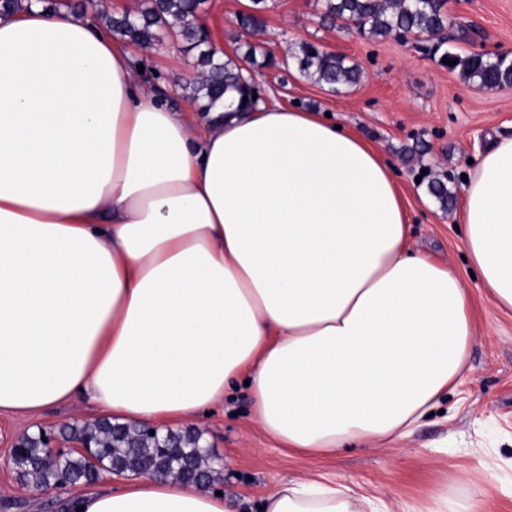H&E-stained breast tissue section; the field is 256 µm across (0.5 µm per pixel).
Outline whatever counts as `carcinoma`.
<instances>
[{
	"label": "carcinoma",
	"instance_id": "1",
	"mask_svg": "<svg viewBox=\"0 0 512 512\" xmlns=\"http://www.w3.org/2000/svg\"><path fill=\"white\" fill-rule=\"evenodd\" d=\"M205 0H143L134 14L105 15L109 29L127 42L147 47L163 35L181 38L198 51L197 65L186 81L188 97L199 109L208 112L223 104L224 94L236 90L240 94L238 109L253 103L257 87H249L241 70L232 61L217 58L209 47L208 33L198 24V11ZM267 0H251L250 12L241 16L239 25L246 30L262 25L261 11ZM325 16L342 19L360 32L375 38L393 33L420 36L435 35L448 26L443 13V0H324ZM457 60L455 67L468 79H476L485 87L512 85V69L495 59L470 53L461 57L446 52ZM299 72L306 78L330 86L349 87L358 83L360 72L345 57L303 43L291 53ZM93 439L90 454L75 451L64 457L41 448L39 436L23 441L20 474L41 488L68 485H92L99 480L101 467L117 468L138 474L160 473L181 482L195 477L212 481L207 455L200 451L201 434L189 428L183 432L168 431L156 438L137 425L114 423L107 418L87 421L71 428V437Z\"/></svg>",
	"mask_w": 512,
	"mask_h": 512
}]
</instances>
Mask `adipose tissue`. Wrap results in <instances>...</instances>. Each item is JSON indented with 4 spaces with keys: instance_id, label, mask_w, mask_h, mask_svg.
I'll use <instances>...</instances> for the list:
<instances>
[{
    "instance_id": "ef3b65f1",
    "label": "adipose tissue",
    "mask_w": 512,
    "mask_h": 512,
    "mask_svg": "<svg viewBox=\"0 0 512 512\" xmlns=\"http://www.w3.org/2000/svg\"><path fill=\"white\" fill-rule=\"evenodd\" d=\"M457 220L512 311V138ZM382 152L319 113L173 106L95 15L0 16V413L82 400L131 425L192 420L247 383L254 421L313 459L411 433L475 334L461 278L409 246ZM288 481L264 512H366ZM71 512H238L140 475Z\"/></svg>"
}]
</instances>
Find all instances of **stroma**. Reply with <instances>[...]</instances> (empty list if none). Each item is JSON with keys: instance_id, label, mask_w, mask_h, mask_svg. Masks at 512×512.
Returning a JSON list of instances; mask_svg holds the SVG:
<instances>
[{"instance_id": "35a3bbf8", "label": "stroma", "mask_w": 512, "mask_h": 512, "mask_svg": "<svg viewBox=\"0 0 512 512\" xmlns=\"http://www.w3.org/2000/svg\"><path fill=\"white\" fill-rule=\"evenodd\" d=\"M260 30L248 33L236 20L245 0H206L201 20L214 44L233 58L250 42L275 59L257 66V86L268 103L330 113L379 148L407 198L412 246L457 272L471 301L477 333L468 371L449 388L439 413L394 444H355L334 457L314 460L288 451L268 437L251 415L246 389L228 392L209 415L191 420L202 442L224 461L216 488L238 496L240 512H259L277 485L323 473L336 483L385 503L389 512H435L447 493L450 512L475 502V512H512V313L487 299L475 268L465 261L456 214L473 161L497 140L512 137V87L489 89L448 69L424 43L395 36L375 39L342 22L323 18V0H268ZM450 23L470 22L488 50H512V0H445ZM304 42L346 57L361 70L359 84L332 90L289 66ZM184 43L154 44L150 68L176 102L192 58ZM448 188L434 197L433 182ZM98 413L79 403L31 419L0 414V512H68L70 486L34 490L11 463L12 444L48 429L66 433L75 420Z\"/></svg>"}]
</instances>
